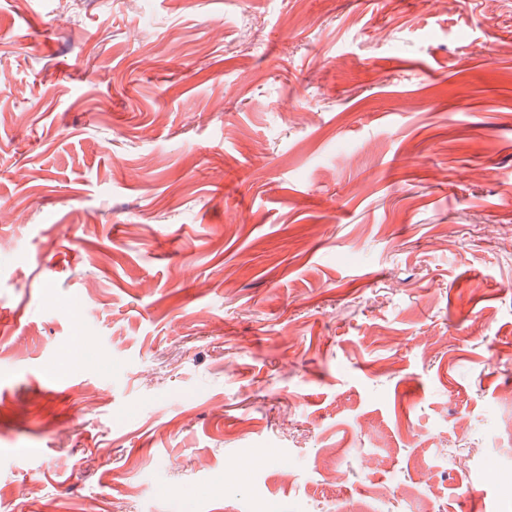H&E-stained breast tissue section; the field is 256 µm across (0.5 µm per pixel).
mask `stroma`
Wrapping results in <instances>:
<instances>
[{"label":"stroma","instance_id":"1","mask_svg":"<svg viewBox=\"0 0 512 512\" xmlns=\"http://www.w3.org/2000/svg\"><path fill=\"white\" fill-rule=\"evenodd\" d=\"M509 234L512 0H0V512H512Z\"/></svg>","mask_w":512,"mask_h":512}]
</instances>
